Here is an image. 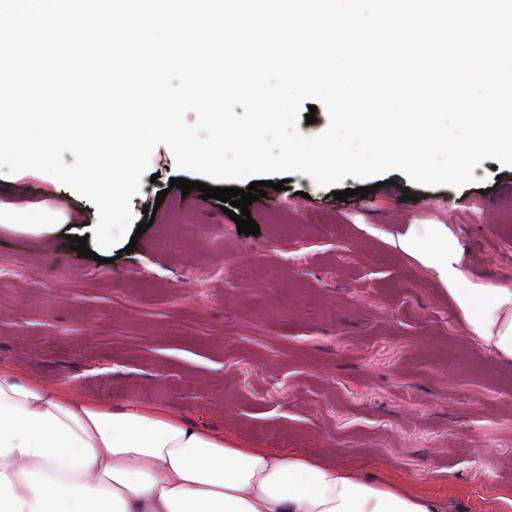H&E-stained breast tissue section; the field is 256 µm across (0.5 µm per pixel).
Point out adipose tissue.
I'll return each mask as SVG.
<instances>
[{
    "mask_svg": "<svg viewBox=\"0 0 512 512\" xmlns=\"http://www.w3.org/2000/svg\"><path fill=\"white\" fill-rule=\"evenodd\" d=\"M60 210L0 203V225L57 231ZM400 251L432 270L468 334L512 362V287L474 278L445 224H411ZM0 512H446L406 481L260 448L157 406L81 396L0 363Z\"/></svg>",
    "mask_w": 512,
    "mask_h": 512,
    "instance_id": "1",
    "label": "adipose tissue"
}]
</instances>
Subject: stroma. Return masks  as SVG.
<instances>
[{"instance_id":"35a3bbf8","label":"stroma","mask_w":512,"mask_h":512,"mask_svg":"<svg viewBox=\"0 0 512 512\" xmlns=\"http://www.w3.org/2000/svg\"><path fill=\"white\" fill-rule=\"evenodd\" d=\"M182 175L156 146L131 200L147 229L115 244L111 263L59 233L0 228V361L88 398L167 407L367 480L447 493V512H512L501 501L512 496V362L469 337L439 282L392 244L406 225H449L473 277L512 285V165L484 160L460 189L392 170L343 202L293 173L252 210L254 236L219 200L170 188ZM7 201L98 220L37 170L21 171Z\"/></svg>"}]
</instances>
